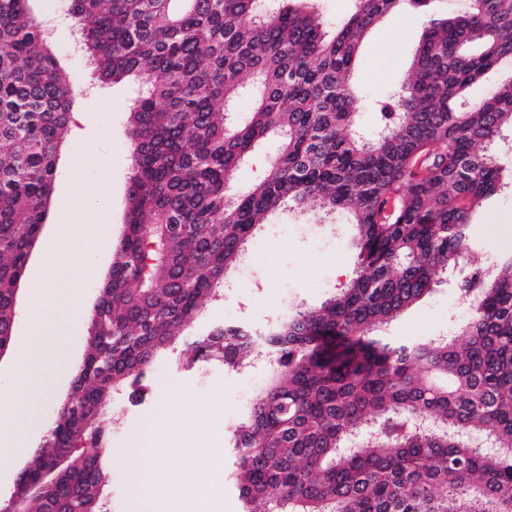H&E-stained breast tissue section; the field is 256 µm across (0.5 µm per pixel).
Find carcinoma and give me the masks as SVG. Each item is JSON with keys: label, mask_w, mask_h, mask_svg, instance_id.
I'll return each instance as SVG.
<instances>
[{"label": "carcinoma", "mask_w": 512, "mask_h": 512, "mask_svg": "<svg viewBox=\"0 0 512 512\" xmlns=\"http://www.w3.org/2000/svg\"><path fill=\"white\" fill-rule=\"evenodd\" d=\"M426 18L407 78L356 130L355 63L399 2ZM28 0H0V341L54 191L75 98ZM92 78L136 79L127 116L133 173L97 338L73 403L21 482L89 437L104 448L114 390L139 381L216 298L257 226L288 201L343 213L354 277L265 332L225 325L195 358L233 368L263 343L280 354L262 395L228 432L243 512H512V253L470 266L483 203L512 191V80L467 89L512 59V0H352L331 33L318 0H63ZM476 44L474 54L469 46ZM251 112L224 111L243 96ZM269 136L278 151L248 192L226 186ZM455 274L472 301L462 334L396 340L386 328ZM431 418L423 430L416 421ZM489 434L497 448L475 447ZM33 512H109L99 454L70 453Z\"/></svg>", "instance_id": "1"}]
</instances>
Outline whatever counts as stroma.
Returning a JSON list of instances; mask_svg holds the SVG:
<instances>
[{"instance_id":"35a3bbf8","label":"stroma","mask_w":512,"mask_h":512,"mask_svg":"<svg viewBox=\"0 0 512 512\" xmlns=\"http://www.w3.org/2000/svg\"><path fill=\"white\" fill-rule=\"evenodd\" d=\"M28 9L33 18L52 28L57 60L79 94L67 141L59 153L46 224L18 293L16 347L30 334L26 312L32 302V283L48 273L50 244L68 236L73 225L102 213L107 214L109 225L102 249L75 251L70 276L81 295L64 300L72 319L61 330L58 350L44 370L45 387L32 397L35 417L29 436L34 439L66 393L72 369L83 356L87 322L110 272L112 254L123 238L132 165L125 128L135 83L125 80L92 87L87 58L75 45L72 23L59 0H29ZM425 25L424 17L407 9L395 10L383 17L363 43L356 64L362 97L357 121L363 128H371L377 102L406 78ZM76 140L89 145L87 155L74 153ZM83 179L101 180L107 188L105 195L76 196L73 187ZM477 220L474 234L489 252L512 251V197L486 202ZM357 255L356 233L345 215L323 222L318 211L288 204L268 216L251 240L245 261L228 273L221 296L207 302L186 325L181 339L157 357L140 390L126 386L114 391L109 406L115 419L107 458L110 479L104 489L110 512L130 510L125 470L115 451L125 447L148 417L159 413L162 403L177 407L185 426H193L211 412L228 429L266 381L270 371L266 364L239 372L215 360L190 362L191 342L225 324L261 332L288 310L321 305L346 283L357 266ZM462 314L452 285L442 281L427 298L392 322L387 333L403 339L444 336Z\"/></svg>"}]
</instances>
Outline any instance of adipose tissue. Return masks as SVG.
<instances>
[{
	"instance_id": "obj_1",
	"label": "adipose tissue",
	"mask_w": 512,
	"mask_h": 512,
	"mask_svg": "<svg viewBox=\"0 0 512 512\" xmlns=\"http://www.w3.org/2000/svg\"><path fill=\"white\" fill-rule=\"evenodd\" d=\"M65 278L62 272L50 274L35 288L28 311L31 344L16 364L13 398L0 399V465L13 458L29 430L30 397L52 349ZM160 420L166 424L162 432L156 428ZM175 451L182 455L186 478L164 463ZM119 455L132 490L130 512H224V431L210 420H202L187 434L177 409L162 406L158 418L147 419Z\"/></svg>"
}]
</instances>
